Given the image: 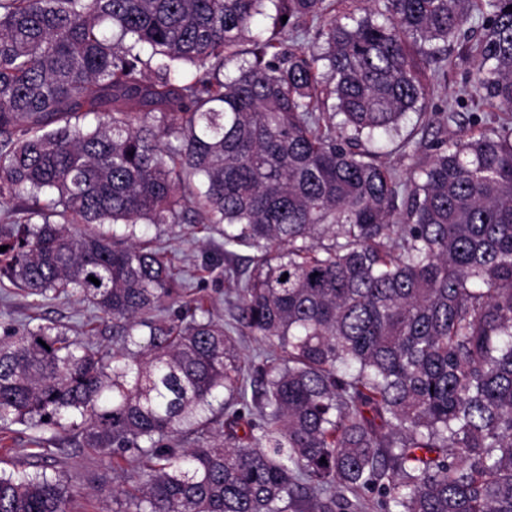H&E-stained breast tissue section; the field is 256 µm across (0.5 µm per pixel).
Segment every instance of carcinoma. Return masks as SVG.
I'll list each match as a JSON object with an SVG mask.
<instances>
[{"mask_svg":"<svg viewBox=\"0 0 512 512\" xmlns=\"http://www.w3.org/2000/svg\"><path fill=\"white\" fill-rule=\"evenodd\" d=\"M371 2L0 0V284L94 313L0 333V428L132 464L114 512H512V123L404 180L365 147L444 120L423 103L476 9L461 55L512 116V0ZM306 20L314 49L278 39ZM182 219L254 252L232 323L137 238ZM69 498L0 475V512Z\"/></svg>","mask_w":512,"mask_h":512,"instance_id":"obj_1","label":"carcinoma"}]
</instances>
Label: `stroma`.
Listing matches in <instances>:
<instances>
[{"instance_id":"1","label":"stroma","mask_w":512,"mask_h":512,"mask_svg":"<svg viewBox=\"0 0 512 512\" xmlns=\"http://www.w3.org/2000/svg\"><path fill=\"white\" fill-rule=\"evenodd\" d=\"M457 43H449L448 57L452 64L440 70L430 87L426 109L430 112H446L450 115L447 125L423 126L416 113H409L397 132L384 143L382 162L399 175H406L412 161L405 154L402 144L412 140L420 145V154H428L431 144L437 140L466 135L472 132L497 128L496 106L487 100L468 106L461 105V98L473 91L475 69L473 64L460 56ZM147 237L171 260L181 281L212 296V311L216 317L231 321L234 313L230 302L236 280L249 273L246 262L236 256L231 260L238 276L224 277L222 271H208V258L223 252L224 237L214 224H161L148 227ZM39 315L45 321L66 328L70 334H79L89 312L76 297L61 294L44 300L39 308H32L29 298L16 289L0 288V324L18 326L29 316ZM33 429L18 425L13 432L0 439V471L27 470L63 475L75 486L68 505L69 512H111V499L98 496L93 485L99 482H120L121 473L101 464L98 456L72 453L65 432H58L56 442L47 456L37 455L30 439Z\"/></svg>"}]
</instances>
